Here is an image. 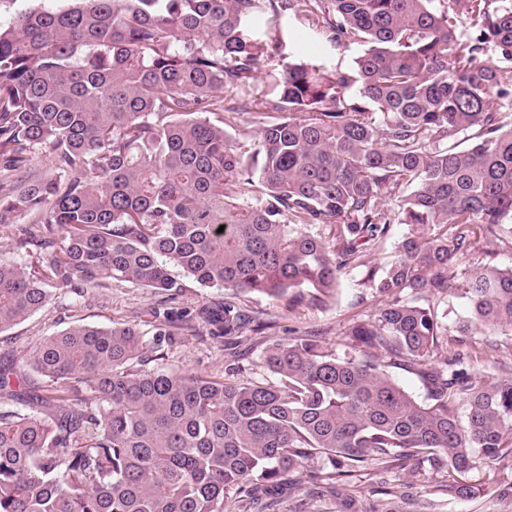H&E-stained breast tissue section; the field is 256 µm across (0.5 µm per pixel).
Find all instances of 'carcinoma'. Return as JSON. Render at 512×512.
<instances>
[{
	"mask_svg": "<svg viewBox=\"0 0 512 512\" xmlns=\"http://www.w3.org/2000/svg\"><path fill=\"white\" fill-rule=\"evenodd\" d=\"M283 18L361 47L354 68L285 53ZM241 113L252 138L230 132ZM43 149L57 175L19 174ZM0 152V226L30 217L21 246L43 254L0 260V333L59 289L112 280L322 308L351 267L381 299L345 333L360 355L290 336L266 348L267 378L145 368L176 343L168 324L151 347L129 326L46 338L0 369V512H249L284 483L336 497L411 460L472 498L473 470L512 461V376L486 383L448 339L512 331V262L450 288L480 239L512 248V0L28 6L0 22ZM450 289L467 303L451 325ZM243 321L224 303V335ZM33 374L45 395L13 404ZM391 371L394 378L408 393L420 401L426 400V387L417 375L400 368H392Z\"/></svg>",
	"mask_w": 512,
	"mask_h": 512,
	"instance_id": "obj_1",
	"label": "carcinoma"
}]
</instances>
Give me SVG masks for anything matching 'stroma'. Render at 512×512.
Masks as SVG:
<instances>
[{
	"instance_id": "obj_1",
	"label": "stroma",
	"mask_w": 512,
	"mask_h": 512,
	"mask_svg": "<svg viewBox=\"0 0 512 512\" xmlns=\"http://www.w3.org/2000/svg\"><path fill=\"white\" fill-rule=\"evenodd\" d=\"M359 279L358 270H343L335 299L323 309L304 304L292 310L282 299L257 293L240 295V303L253 324L263 322L267 328L260 333L246 329L232 349L225 338L215 334L217 321L224 315L223 289L191 286L173 299L125 282L69 290L64 298L52 300L25 321L0 333V368L25 367L46 336L74 323L131 326L149 341L158 325L171 319L178 341L154 353L152 368H182L197 375L221 377L236 366L241 377H260L266 373V344L296 333H312L329 348H337L352 319L371 314L378 304L376 298H361ZM471 478L480 489L472 499H453L435 492L440 479L432 474L414 478L404 469L390 474L388 481L411 483L416 495L432 494L436 512H512V495L504 492L505 487L512 486L511 462L493 473L473 471Z\"/></svg>"
}]
</instances>
